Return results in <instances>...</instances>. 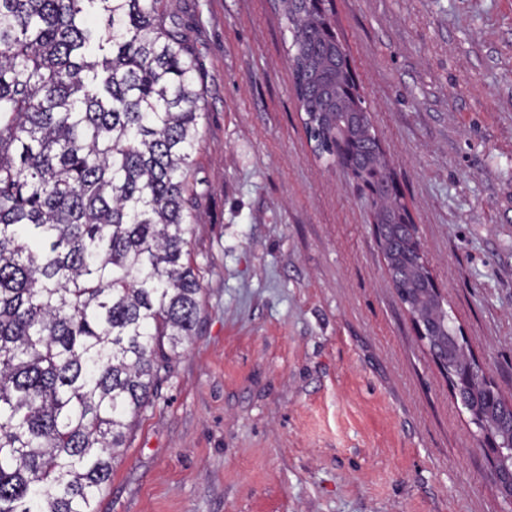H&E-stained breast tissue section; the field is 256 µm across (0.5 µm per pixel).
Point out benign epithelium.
Segmentation results:
<instances>
[{"mask_svg": "<svg viewBox=\"0 0 512 512\" xmlns=\"http://www.w3.org/2000/svg\"><path fill=\"white\" fill-rule=\"evenodd\" d=\"M343 111L323 113L320 123L333 128L334 141L330 155L336 163L347 170H353L352 159L359 145V139L370 136L368 122H362L355 131L341 120ZM369 192L373 206V223L379 240L388 274L392 282L404 280L406 269L402 268L394 254L388 251L389 228L396 229L399 236L407 241L410 256L409 270L420 276L423 289L405 296L403 305L410 314L417 333L426 343L429 351L440 366L452 371L450 382L462 405L468 409L474 422L482 432L484 448L493 461L492 475L503 488L505 496L512 501V404L503 401L496 385L489 379L483 380L486 402L498 409L499 420L496 428H490L485 416L475 406L476 397L471 388L477 381L474 363L467 358L459 336L455 333L442 307L437 290L424 262L420 241L415 226L408 223L396 207V185L385 169H380L378 181L362 183Z\"/></svg>", "mask_w": 512, "mask_h": 512, "instance_id": "1", "label": "benign epithelium"}]
</instances>
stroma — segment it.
Here are the masks:
<instances>
[{
    "instance_id": "1",
    "label": "stroma",
    "mask_w": 512,
    "mask_h": 512,
    "mask_svg": "<svg viewBox=\"0 0 512 512\" xmlns=\"http://www.w3.org/2000/svg\"><path fill=\"white\" fill-rule=\"evenodd\" d=\"M206 106L198 325L98 512H512L386 270L368 193L305 130L278 0H163ZM467 356L512 402V0H324Z\"/></svg>"
}]
</instances>
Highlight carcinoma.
<instances>
[{"label": "carcinoma", "instance_id": "cac0c4a2", "mask_svg": "<svg viewBox=\"0 0 512 512\" xmlns=\"http://www.w3.org/2000/svg\"><path fill=\"white\" fill-rule=\"evenodd\" d=\"M0 0V512H98L133 420L193 336L190 158L204 98L161 0ZM303 111L332 29L285 0ZM374 142L358 169L376 175Z\"/></svg>", "mask_w": 512, "mask_h": 512}]
</instances>
